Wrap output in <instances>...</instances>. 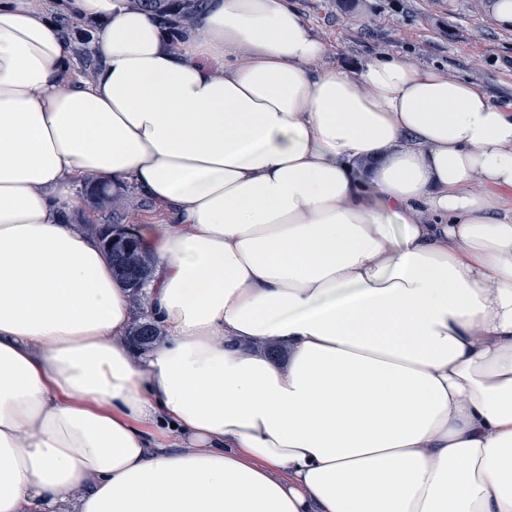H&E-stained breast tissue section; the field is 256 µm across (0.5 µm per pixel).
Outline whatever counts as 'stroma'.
Here are the masks:
<instances>
[{
  "mask_svg": "<svg viewBox=\"0 0 512 512\" xmlns=\"http://www.w3.org/2000/svg\"><path fill=\"white\" fill-rule=\"evenodd\" d=\"M298 0L306 21L330 47L328 62L354 65L385 53L406 52L424 65L484 84L512 104V30L490 16L492 0Z\"/></svg>",
  "mask_w": 512,
  "mask_h": 512,
  "instance_id": "obj_1",
  "label": "stroma"
}]
</instances>
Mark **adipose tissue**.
Masks as SVG:
<instances>
[{
  "instance_id": "1",
  "label": "adipose tissue",
  "mask_w": 512,
  "mask_h": 512,
  "mask_svg": "<svg viewBox=\"0 0 512 512\" xmlns=\"http://www.w3.org/2000/svg\"><path fill=\"white\" fill-rule=\"evenodd\" d=\"M0 0V512H512V110L296 0ZM141 192L166 336L70 221ZM284 347L269 358L259 345ZM133 7L136 8H153L157 12V17L160 25L166 27L170 21L175 19L178 25L185 29H190L195 25L196 17L202 9L204 0H172L181 2L177 9L170 10L169 8L160 9L156 2L165 0H130ZM153 3H155L153 5Z\"/></svg>"
}]
</instances>
